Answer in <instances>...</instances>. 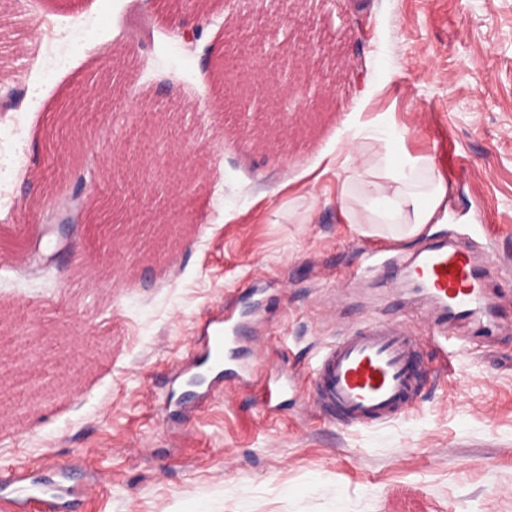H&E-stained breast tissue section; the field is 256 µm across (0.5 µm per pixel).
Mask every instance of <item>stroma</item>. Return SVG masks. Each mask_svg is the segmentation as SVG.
I'll return each mask as SVG.
<instances>
[{
	"instance_id": "35a3bbf8",
	"label": "stroma",
	"mask_w": 512,
	"mask_h": 512,
	"mask_svg": "<svg viewBox=\"0 0 512 512\" xmlns=\"http://www.w3.org/2000/svg\"><path fill=\"white\" fill-rule=\"evenodd\" d=\"M236 11L241 48L316 46L291 76L316 111L226 97ZM102 71L111 97L58 131L62 96ZM359 110L392 118L437 167L463 156L449 223L365 236L338 221L335 176L303 178ZM0 154L13 159L0 181V394L26 403L0 407V473L65 466L90 487L77 512H512V0H33L29 12L0 0ZM82 175L89 211L115 202L111 240L56 226ZM451 235L491 262L489 333L451 328L448 360L426 344L403 417L350 425L310 408L312 367L352 325L418 331L435 317L400 272L347 280L362 248L406 254ZM228 302L259 371L283 368L295 392L270 407L231 381L165 414L177 361Z\"/></svg>"
}]
</instances>
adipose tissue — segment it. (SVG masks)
Returning a JSON list of instances; mask_svg holds the SVG:
<instances>
[{"label":"adipose tissue","instance_id":"ef3b65f1","mask_svg":"<svg viewBox=\"0 0 512 512\" xmlns=\"http://www.w3.org/2000/svg\"><path fill=\"white\" fill-rule=\"evenodd\" d=\"M336 155L337 215L346 224L400 227L404 236L448 210V181L432 156L413 154L403 132L382 116L354 113Z\"/></svg>","mask_w":512,"mask_h":512}]
</instances>
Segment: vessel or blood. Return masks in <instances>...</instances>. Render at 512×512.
Wrapping results in <instances>:
<instances>
[{
	"instance_id": "vessel-or-blood-1",
	"label": "vessel or blood",
	"mask_w": 512,
	"mask_h": 512,
	"mask_svg": "<svg viewBox=\"0 0 512 512\" xmlns=\"http://www.w3.org/2000/svg\"><path fill=\"white\" fill-rule=\"evenodd\" d=\"M406 273L429 294L442 321L479 322L492 311L484 274L469 246L428 242L412 255ZM239 343L233 314L209 321L195 368L217 381L234 376ZM423 374L419 341L410 330L368 323L325 349L310 381L309 403L354 424L384 423L411 409ZM288 383L283 373H267L260 387L264 402L279 401ZM0 487L11 512H67L73 494L62 483L23 475L6 478Z\"/></svg>"
}]
</instances>
